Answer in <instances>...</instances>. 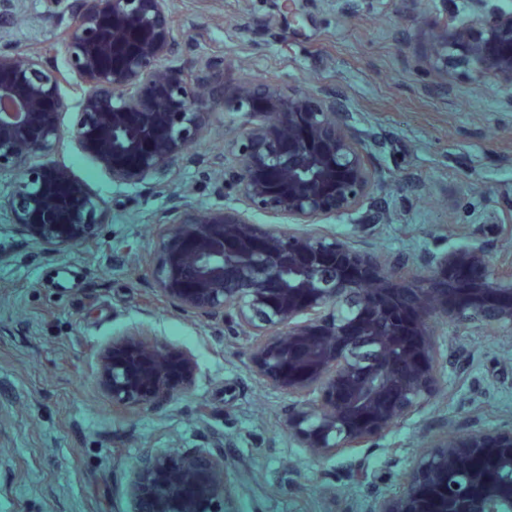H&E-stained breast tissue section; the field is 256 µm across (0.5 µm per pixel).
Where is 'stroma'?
Listing matches in <instances>:
<instances>
[{
    "label": "stroma",
    "instance_id": "1",
    "mask_svg": "<svg viewBox=\"0 0 512 512\" xmlns=\"http://www.w3.org/2000/svg\"><path fill=\"white\" fill-rule=\"evenodd\" d=\"M463 0H173L187 39L181 62L227 56L224 88L243 72L294 85H328L373 140L371 162L386 217L362 230L356 216L322 221L358 248L409 257L459 246L490 261L512 249V112L496 86L463 69L438 74L429 53L442 11ZM49 0H17L0 47L37 52L59 33ZM250 122L216 112L192 156L162 186L116 183L65 141L55 154L106 203L92 246L48 248L0 220V512H136L131 493L145 455L220 448L238 512H363L362 468L394 490L426 436L470 419L512 427V336L438 323L445 357L437 391L372 447L323 458L286 425L288 396L260 380L250 340L214 320L185 315L161 297L150 270L156 225L174 194L200 209L239 207L223 195L211 161L227 134ZM142 331L190 352L193 387L158 408L113 405L98 361L113 339Z\"/></svg>",
    "mask_w": 512,
    "mask_h": 512
}]
</instances>
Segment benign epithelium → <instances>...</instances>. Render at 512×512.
I'll return each mask as SVG.
<instances>
[{
	"mask_svg": "<svg viewBox=\"0 0 512 512\" xmlns=\"http://www.w3.org/2000/svg\"><path fill=\"white\" fill-rule=\"evenodd\" d=\"M489 2L468 0L462 15H443L433 58L492 80L512 111V10ZM67 13L59 45L26 55L0 49V210L38 244H87L107 221L102 202L65 165L36 159L69 138L112 179L153 187L189 154L213 112L249 115L218 161L224 189L246 210L200 213L175 201L159 220L152 276L169 305L250 334L256 374L288 394V431L301 447L329 456L368 447L424 407L437 386L436 320L512 332L511 254L493 265L476 248L433 252L422 258L430 275L420 278L404 259L305 229L361 211L377 190L367 146L335 90L258 74L227 96L224 56L167 65L184 41L171 0H69ZM73 109L66 129L61 116ZM120 154L137 163H116ZM248 211L301 228L255 224ZM196 373L189 352L136 334L100 356L102 384L121 404L159 407ZM490 446L487 464L460 474L465 457ZM132 490L139 512H235L224 452L209 448L144 456ZM437 493L445 512H500L512 501V430L473 420L432 438L367 512H428Z\"/></svg>",
	"mask_w": 512,
	"mask_h": 512,
	"instance_id": "7a95c632",
	"label": "benign epithelium"
}]
</instances>
